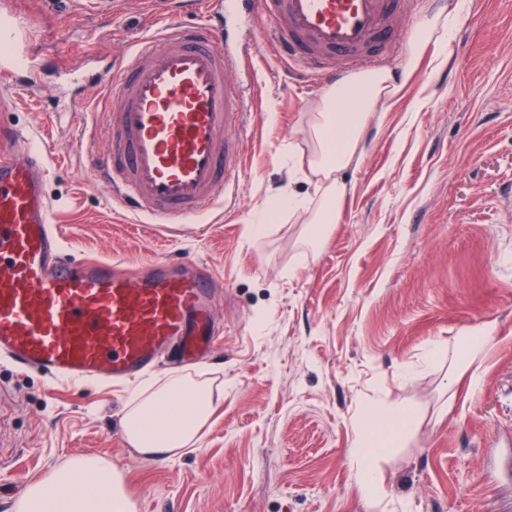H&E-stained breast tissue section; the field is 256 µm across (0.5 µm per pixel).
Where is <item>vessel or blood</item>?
<instances>
[{
	"label": "vessel or blood",
	"instance_id": "vessel-or-blood-1",
	"mask_svg": "<svg viewBox=\"0 0 512 512\" xmlns=\"http://www.w3.org/2000/svg\"><path fill=\"white\" fill-rule=\"evenodd\" d=\"M202 7V22L171 23L93 73L62 74L60 84L92 81L113 101L105 119L109 146L87 156L94 182L112 199L154 224L201 219L241 190L244 161L228 134L247 93L235 75L255 44L235 37L229 18L241 0H181ZM407 0H256L272 29L273 47L290 74L323 80L337 65L374 66L399 52L396 17ZM0 74L22 79L33 34L0 23ZM0 357L21 369L81 382H126L155 369L181 346L187 360L214 345L210 305L214 279L196 262L156 260L133 276L111 261L67 257L44 190V152L26 134L0 126Z\"/></svg>",
	"mask_w": 512,
	"mask_h": 512
}]
</instances>
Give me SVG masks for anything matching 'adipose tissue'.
<instances>
[{"label": "adipose tissue", "mask_w": 512, "mask_h": 512, "mask_svg": "<svg viewBox=\"0 0 512 512\" xmlns=\"http://www.w3.org/2000/svg\"><path fill=\"white\" fill-rule=\"evenodd\" d=\"M468 0H455L447 13L425 18L414 29L410 50L401 67L405 76L417 72L425 52L435 45H450ZM390 69L375 68L344 77L329 86L314 105L308 126L313 151L308 167L313 175L312 193L280 194L275 204L291 212L313 211L316 223L330 222L348 186L343 170L360 158L359 146L373 112L389 106L401 91ZM215 407L212 382L204 372L173 373L162 383L132 392L126 400L122 430L126 443L146 459H175L194 445L200 429ZM400 409L376 412L361 431L356 445L361 450L353 475L369 494L376 490L375 464L380 454L375 433L384 425L397 424ZM127 493L126 476L111 458H69L44 479L32 482L16 501L12 512H134Z\"/></svg>", "instance_id": "adipose-tissue-1"}]
</instances>
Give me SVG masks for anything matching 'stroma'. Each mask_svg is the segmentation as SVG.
I'll return each instance as SVG.
<instances>
[{"instance_id": "35a3bbf8", "label": "stroma", "mask_w": 512, "mask_h": 512, "mask_svg": "<svg viewBox=\"0 0 512 512\" xmlns=\"http://www.w3.org/2000/svg\"><path fill=\"white\" fill-rule=\"evenodd\" d=\"M4 7L37 38L32 65L52 66L28 93L0 75L12 102L0 122L48 153L68 253L131 270L199 261L217 283L202 367L224 395L192 450L148 461L119 424L129 384L54 382L0 360V512L78 455L110 457L137 512H512V0H469L450 47L429 49L373 113L332 224L273 209L278 193L310 188L280 157L293 147L307 162L324 84L255 57L239 78L257 102L232 130L239 202L203 224H147L83 166L106 131L70 124L53 93L60 73L120 53L155 17L127 0L110 14L73 0ZM465 336L490 342L475 356ZM387 407L405 420L376 462L382 494L368 496L352 473L356 431Z\"/></svg>"}]
</instances>
